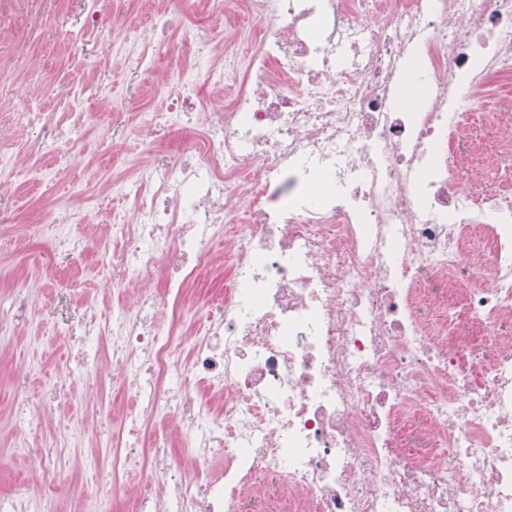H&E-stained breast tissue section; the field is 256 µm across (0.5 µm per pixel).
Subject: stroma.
Listing matches in <instances>:
<instances>
[{"label": "stroma", "mask_w": 512, "mask_h": 512, "mask_svg": "<svg viewBox=\"0 0 512 512\" xmlns=\"http://www.w3.org/2000/svg\"><path fill=\"white\" fill-rule=\"evenodd\" d=\"M92 0H9L0 8V154L15 157L14 166L0 168V307L8 305L16 283L32 280L36 289L28 302L27 320L12 335L0 340V493L30 485L29 454L35 442L11 419L15 398L9 361L17 346L33 348L26 395L38 402L46 386L70 384L72 363L59 331L95 310L99 320L112 316L116 297H102L93 286L98 253L112 243L110 217L121 199L71 197L70 187L80 183L94 188L102 181L132 175L139 165L153 160L178 164L193 144L191 129H162L137 136L139 113L161 107L193 78L204 99L224 104L244 84L242 65L234 56L255 21H225L212 13L207 0L194 7L182 0H112L111 34L120 41L133 30L146 27L155 17L169 18L161 40L145 45L129 43V63L106 65L102 42L106 36L86 32L83 18ZM211 40L217 57L227 66L224 84L213 89L192 55L195 39ZM149 64H139L141 53ZM80 83L90 112L97 118L87 126L86 138L67 140L51 136L49 120L65 113L70 86ZM54 171L51 181H39L30 169ZM90 215L95 229L92 247L81 252L59 251L43 231L48 211ZM212 269L203 274L188 295L191 311L185 335H194L201 322L202 302L224 287L223 241H216ZM94 395L83 387L72 389L67 406L45 424L46 435L61 429L80 431L81 437L59 458L42 491L46 512H70L75 499H83L88 512L96 508L98 481L110 477L111 449L94 434L91 408Z\"/></svg>", "instance_id": "stroma-1"}]
</instances>
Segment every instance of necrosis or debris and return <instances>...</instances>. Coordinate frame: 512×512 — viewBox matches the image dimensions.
<instances>
[{
	"instance_id": "4bbe7bcc",
	"label": "necrosis or debris",
	"mask_w": 512,
	"mask_h": 512,
	"mask_svg": "<svg viewBox=\"0 0 512 512\" xmlns=\"http://www.w3.org/2000/svg\"><path fill=\"white\" fill-rule=\"evenodd\" d=\"M250 36L251 79L227 109L185 82L138 132L192 125L112 214L132 293L102 329L78 320L76 366L109 347L130 395L109 433L131 512H512V101L479 133L460 104L512 75V0H211ZM424 103L397 101L404 73ZM223 237L224 296L189 348L186 293ZM14 416L39 433L70 388ZM180 430L171 443L167 423ZM223 459L220 472L189 473Z\"/></svg>"
}]
</instances>
